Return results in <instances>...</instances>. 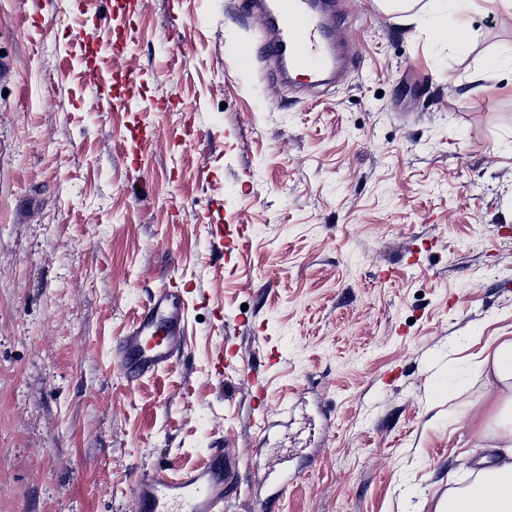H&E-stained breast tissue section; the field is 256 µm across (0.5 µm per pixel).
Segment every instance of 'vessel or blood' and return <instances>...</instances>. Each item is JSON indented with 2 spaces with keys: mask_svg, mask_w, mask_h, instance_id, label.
I'll use <instances>...</instances> for the list:
<instances>
[{
  "mask_svg": "<svg viewBox=\"0 0 512 512\" xmlns=\"http://www.w3.org/2000/svg\"><path fill=\"white\" fill-rule=\"evenodd\" d=\"M256 15L263 32L253 57L273 64L279 81L292 76L325 84L336 76L335 45L339 15L335 0H240ZM190 291L158 289L122 337L117 358L133 380L169 367L185 347ZM239 463L223 450L206 462L176 475L155 473L137 485V512H224L226 494L237 492Z\"/></svg>",
  "mask_w": 512,
  "mask_h": 512,
  "instance_id": "obj_1",
  "label": "vessel or blood"
}]
</instances>
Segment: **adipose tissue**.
Here are the masks:
<instances>
[{"label": "adipose tissue", "mask_w": 512, "mask_h": 512, "mask_svg": "<svg viewBox=\"0 0 512 512\" xmlns=\"http://www.w3.org/2000/svg\"><path fill=\"white\" fill-rule=\"evenodd\" d=\"M507 457L482 470L467 489L449 493L435 512H512V422L500 435Z\"/></svg>", "instance_id": "ef3b65f1"}]
</instances>
